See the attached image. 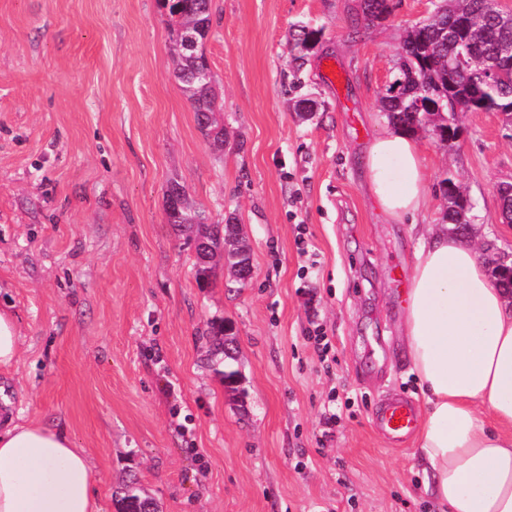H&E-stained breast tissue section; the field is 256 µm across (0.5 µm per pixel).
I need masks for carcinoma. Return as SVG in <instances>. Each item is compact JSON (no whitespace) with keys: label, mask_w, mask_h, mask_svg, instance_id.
Returning a JSON list of instances; mask_svg holds the SVG:
<instances>
[{"label":"carcinoma","mask_w":512,"mask_h":512,"mask_svg":"<svg viewBox=\"0 0 512 512\" xmlns=\"http://www.w3.org/2000/svg\"><path fill=\"white\" fill-rule=\"evenodd\" d=\"M169 26L175 58L174 73L190 102L200 130L221 148L224 145V122L214 89V80L201 75L206 60L203 44L211 27V0H172ZM361 13L353 19V27L366 26L389 11V0H361ZM464 19L468 30L460 31L462 44L448 42V26ZM193 29L198 48L184 50L180 33ZM323 29L297 26L293 35L296 60H303L320 42ZM512 44V15L502 11L497 0H440L433 12L406 31L398 53L396 72L392 78L397 92L387 89L380 95L379 107L388 122L406 132L428 130L440 138L457 137L458 123L469 112H499L512 116V83L488 79V71L502 66L500 49ZM439 193L446 200L443 221L459 224L470 217L464 207L469 198L452 177L443 179ZM208 220L206 212L185 195V187L170 182L166 191V221L178 227ZM237 218L229 216L223 224H205L195 246L196 280L202 286L210 283L216 262L225 259L230 267L251 260L231 244L238 235ZM233 328L225 320H214L206 331L212 354L211 362L221 367L224 386L237 390L240 372L236 357L224 349V336ZM117 512H156L152 498L142 494L135 480H128L115 495Z\"/></svg>","instance_id":"1"}]
</instances>
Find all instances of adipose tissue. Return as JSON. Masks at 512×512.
<instances>
[{
    "label": "adipose tissue",
    "mask_w": 512,
    "mask_h": 512,
    "mask_svg": "<svg viewBox=\"0 0 512 512\" xmlns=\"http://www.w3.org/2000/svg\"><path fill=\"white\" fill-rule=\"evenodd\" d=\"M366 170L367 193L390 219L426 207L411 134L375 136ZM404 308L409 371L426 398L415 456L428 489L444 512H512V296L491 284L475 247L441 224L413 254ZM95 483L70 437L0 411V512H99Z\"/></svg>",
    "instance_id": "ef3b65f1"
}]
</instances>
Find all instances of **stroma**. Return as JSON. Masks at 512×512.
Returning <instances> with one entry per match:
<instances>
[{"instance_id": "1", "label": "stroma", "mask_w": 512, "mask_h": 512, "mask_svg": "<svg viewBox=\"0 0 512 512\" xmlns=\"http://www.w3.org/2000/svg\"><path fill=\"white\" fill-rule=\"evenodd\" d=\"M358 4L212 0L219 151L174 76L161 0H0V306L22 336L0 396L87 450L100 512L132 477L160 512H439L414 439L391 445L374 415L391 396L422 401L402 298L416 225L442 221L443 178L474 204V245L512 252L497 195L512 123L468 113L445 146L417 133L430 204L389 219L365 192V154L401 37L434 4L392 0L355 36ZM299 25L323 37L297 71ZM328 59L340 83L325 80ZM174 179L211 223L237 215L248 284L219 266L199 286L192 238L166 221ZM313 318L328 371L306 340ZM216 319L237 338L234 392L205 363Z\"/></svg>"}]
</instances>
